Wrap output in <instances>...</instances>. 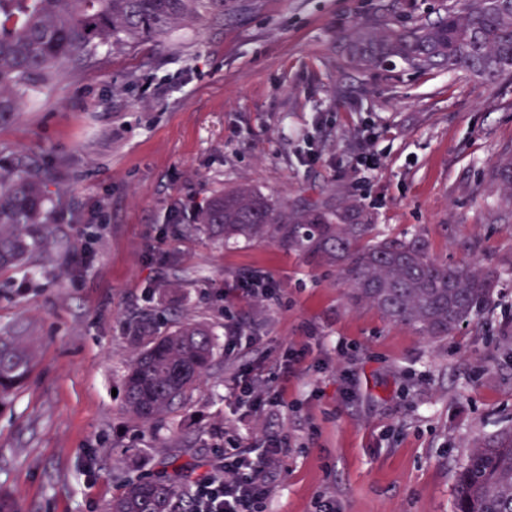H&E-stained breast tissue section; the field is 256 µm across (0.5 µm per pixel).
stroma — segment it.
I'll list each match as a JSON object with an SVG mask.
<instances>
[{
	"instance_id": "stroma-1",
	"label": "stroma",
	"mask_w": 512,
	"mask_h": 512,
	"mask_svg": "<svg viewBox=\"0 0 512 512\" xmlns=\"http://www.w3.org/2000/svg\"><path fill=\"white\" fill-rule=\"evenodd\" d=\"M447 3L232 0L223 21L99 47L0 120V172L23 160L45 178L59 240L38 273H0V335L35 348L0 409V512H104L122 479L149 474L188 488L216 449L267 434L287 442L267 512L322 499L453 512L473 443L512 425V201L491 175L512 150V75L364 69L343 40L377 16L436 20ZM364 152L379 159L366 173ZM239 186L290 209L357 206L378 236L419 235L434 261L493 272L492 300L452 335L421 336L351 303L335 263L193 222ZM255 273L276 302L225 299ZM139 317L194 319L219 339L228 321L250 328L234 350L216 345L184 409L146 428L115 394ZM244 368L283 406L248 414L233 390Z\"/></svg>"
}]
</instances>
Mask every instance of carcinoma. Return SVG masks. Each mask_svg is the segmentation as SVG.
Returning <instances> with one entry per match:
<instances>
[{"mask_svg":"<svg viewBox=\"0 0 512 512\" xmlns=\"http://www.w3.org/2000/svg\"><path fill=\"white\" fill-rule=\"evenodd\" d=\"M230 0H0V116L17 112L36 82L88 57L102 45L130 46L176 26L224 19ZM358 65L397 59L419 72L464 69L488 82L512 74V0H453L434 23L399 29L383 20L346 36ZM495 176L512 198V155ZM50 199L42 179L24 162L0 175V270L16 268L54 246L47 223ZM196 220L224 238L276 234L290 248L336 262L355 302L369 304L422 335L443 338L491 301L492 274L440 265L419 237L370 238L373 225L360 211L306 208L286 212L248 188L217 194ZM136 356L123 375L124 407L142 426L183 408L210 366L214 336L184 320L160 332L145 318L131 327ZM34 365V351L19 336H0V408L10 404ZM190 492L167 479L125 481L107 512H191ZM456 512H512V427L477 442L457 479Z\"/></svg>","mask_w":512,"mask_h":512,"instance_id":"cac0c4a2","label":"carcinoma"}]
</instances>
